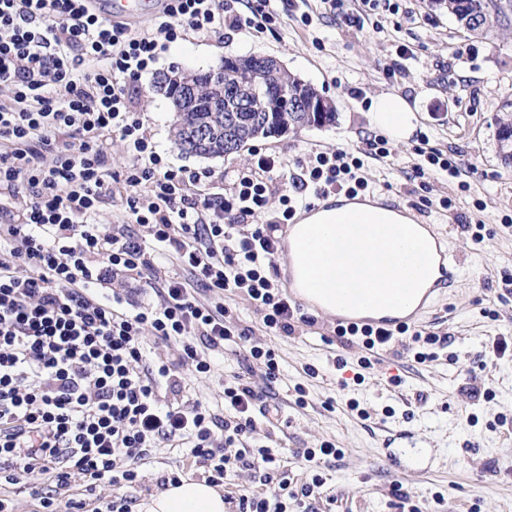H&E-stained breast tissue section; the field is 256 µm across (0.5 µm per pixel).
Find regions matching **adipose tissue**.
<instances>
[{
	"label": "adipose tissue",
	"instance_id": "ef3b65f1",
	"mask_svg": "<svg viewBox=\"0 0 512 512\" xmlns=\"http://www.w3.org/2000/svg\"><path fill=\"white\" fill-rule=\"evenodd\" d=\"M418 109L402 96L392 93L377 95L370 107L372 125L393 140L403 141L414 132ZM400 214L369 204H359L338 197L332 207L308 216V223L317 225L325 237L336 240V228L346 224H361L366 228L360 243V261L353 273L375 288L384 287L388 274L375 257V249L381 244L383 225L401 222ZM224 493L204 481L184 480L168 485L153 495L148 512H226Z\"/></svg>",
	"mask_w": 512,
	"mask_h": 512
}]
</instances>
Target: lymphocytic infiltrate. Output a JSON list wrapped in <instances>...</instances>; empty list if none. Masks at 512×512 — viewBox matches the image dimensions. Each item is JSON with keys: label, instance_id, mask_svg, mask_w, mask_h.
<instances>
[{"label": "lymphocytic infiltrate", "instance_id": "f902f5d3", "mask_svg": "<svg viewBox=\"0 0 512 512\" xmlns=\"http://www.w3.org/2000/svg\"><path fill=\"white\" fill-rule=\"evenodd\" d=\"M287 25L273 0H168L144 28L99 16L90 0H0V86L12 92L0 102V253L10 256L0 261V487L41 475L44 512H86L85 500L60 497L75 481L90 495L135 485L162 446L190 449L208 483L221 485L235 464L225 447L251 438L257 418L279 416L241 375L225 384L220 414L198 399L163 402L161 391L182 392L183 371L209 374L207 351L227 346L277 381L274 351L220 298L247 297L275 335L307 323L277 282L280 228L309 200L367 189L365 161L387 158L388 142L317 152L291 169L257 150L229 188L205 193L209 172L168 166L131 103L169 44ZM112 134L129 152L118 173L105 142ZM114 182L126 225L111 232L97 211ZM279 183L286 193L276 194ZM162 251L182 275L157 263ZM108 277L145 281L160 301L130 308L117 290L103 300L96 287ZM337 335L361 342L364 369L404 336L422 344V362L445 346L438 333L408 327ZM149 336L168 346L166 357L147 360ZM322 484L316 477L296 491L282 477L270 496L244 492L234 504L288 512Z\"/></svg>", "mask_w": 512, "mask_h": 512}]
</instances>
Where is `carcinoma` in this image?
<instances>
[{"label": "carcinoma", "instance_id": "carcinoma-1", "mask_svg": "<svg viewBox=\"0 0 512 512\" xmlns=\"http://www.w3.org/2000/svg\"><path fill=\"white\" fill-rule=\"evenodd\" d=\"M439 8L448 11L457 23L470 33L481 37L501 33L512 28V0H436ZM224 63L242 70L249 78L254 91L260 94L257 106L266 108L264 112L250 110L235 113V127L227 131L226 118L230 111L238 108L233 96L224 95V103L219 111H212L211 95L200 96L193 105L194 111L185 113V118L177 119L173 124L172 144L180 153L189 156L219 157L231 154L227 148L228 136H233V144L242 149L248 142L269 137H280L285 131L310 126L321 127L335 121V106L317 116L304 112L303 105L318 97L315 88L291 74L286 69L278 71L280 84L293 97L295 108L290 112L280 111V104L272 99H264L262 94L269 81V71L261 66L256 55L224 58ZM209 72L185 73L171 71L159 82L170 105L179 104L173 90L183 81L198 85L208 84ZM206 131L204 140L196 138V131Z\"/></svg>", "mask_w": 512, "mask_h": 512}]
</instances>
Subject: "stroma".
<instances>
[{"instance_id": "1", "label": "stroma", "mask_w": 512, "mask_h": 512, "mask_svg": "<svg viewBox=\"0 0 512 512\" xmlns=\"http://www.w3.org/2000/svg\"><path fill=\"white\" fill-rule=\"evenodd\" d=\"M378 19L385 28L381 34L369 25L349 28L325 17L308 27L289 20L278 36L245 30L227 32L221 40L191 35L139 80L135 110L157 150L171 166L205 167L219 176L247 164L256 147L290 165L316 151L365 148L375 134L367 99L396 91L418 105L419 124L415 136L391 142L389 157L369 162L363 175L370 193L398 198L430 224L449 225V216L464 215L485 226V239L477 245L468 232L449 225L448 245L460 256L462 273L424 319L425 328L448 339L433 361L417 362L398 346L361 370V347L330 342L326 318L295 335L274 336L243 295L226 294L225 307L275 351L280 366L275 383L252 377L256 391L278 405L279 422L273 427L258 422L252 438L227 453L264 445L276 456L277 473L296 484L320 476L321 496L289 501L288 512H512V466L505 460L512 449V354L492 352L495 338L512 337V294H504L502 285L503 273H512V162L504 161L496 142L502 106L512 102V40L470 35L446 11L428 9L422 0H402L398 13L383 11ZM400 44L410 46L416 59L390 79L384 67ZM250 54L277 57L332 100L334 123L260 140L221 158L182 156L171 143L175 114L158 81L174 69L205 71L224 57ZM356 90L363 91V99L353 98ZM422 134L430 147L456 158L458 176L430 168L424 178L415 177L414 148ZM444 197L451 199V209L440 206ZM337 355L348 360L340 371L332 365ZM209 357L212 372L193 378L186 396L214 405L225 381L244 371L245 362L228 350ZM358 372L363 382H354ZM395 377L400 385H392ZM342 378L347 386H339ZM469 382L488 389L490 398L471 401L464 391ZM299 386L308 394L303 406L296 403ZM352 400L366 416L349 409ZM502 415L509 425L498 424ZM324 440L344 453L311 471L299 451ZM414 448L432 455L433 463L419 464L410 454ZM174 474L204 477L189 449H156L139 485L127 492L131 512H146L163 479ZM396 484L402 487L398 496L392 492Z\"/></svg>"}]
</instances>
